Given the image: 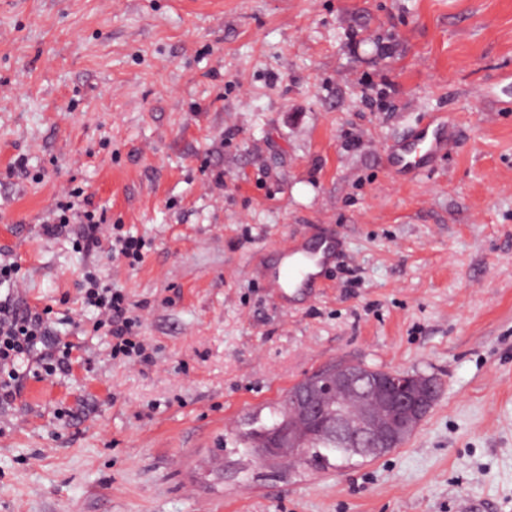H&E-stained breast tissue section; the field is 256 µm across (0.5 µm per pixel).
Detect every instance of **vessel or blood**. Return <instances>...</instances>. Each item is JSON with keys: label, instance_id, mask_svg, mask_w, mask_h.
Segmentation results:
<instances>
[{"label": "vessel or blood", "instance_id": "vessel-or-blood-1", "mask_svg": "<svg viewBox=\"0 0 512 512\" xmlns=\"http://www.w3.org/2000/svg\"><path fill=\"white\" fill-rule=\"evenodd\" d=\"M450 147L446 125L431 116L390 151L389 164L394 173L415 177L447 154ZM340 250L341 242L335 237H323L313 243L287 241L279 244L280 260L264 275L268 288L278 294L288 288L297 294L307 292L316 286Z\"/></svg>", "mask_w": 512, "mask_h": 512}]
</instances>
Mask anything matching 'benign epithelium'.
<instances>
[{"label":"benign epithelium","mask_w":512,"mask_h":512,"mask_svg":"<svg viewBox=\"0 0 512 512\" xmlns=\"http://www.w3.org/2000/svg\"><path fill=\"white\" fill-rule=\"evenodd\" d=\"M439 394L433 376L336 363L299 384L288 402V428L265 431L256 458L298 457L314 426L349 458L381 457L416 430Z\"/></svg>","instance_id":"7a95c632"}]
</instances>
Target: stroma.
<instances>
[{
  "mask_svg": "<svg viewBox=\"0 0 512 512\" xmlns=\"http://www.w3.org/2000/svg\"><path fill=\"white\" fill-rule=\"evenodd\" d=\"M453 145L409 181L425 117ZM28 160L27 173L15 167ZM131 267L41 224L71 188ZM335 235L284 307L259 263ZM68 372L21 362L0 512H512V0H0V251ZM122 288L147 363L110 357L83 274ZM336 362L436 376L417 430L321 470L243 435ZM450 147L448 128L430 116L389 152V164L398 175L416 177L447 154ZM144 247L145 243L137 238L116 236L112 239V257L122 256L130 266H134L142 261Z\"/></svg>",
  "mask_w": 512,
  "mask_h": 512,
  "instance_id": "1",
  "label": "stroma"
}]
</instances>
